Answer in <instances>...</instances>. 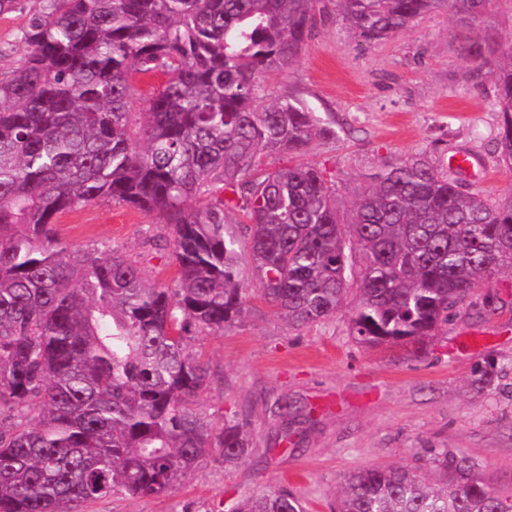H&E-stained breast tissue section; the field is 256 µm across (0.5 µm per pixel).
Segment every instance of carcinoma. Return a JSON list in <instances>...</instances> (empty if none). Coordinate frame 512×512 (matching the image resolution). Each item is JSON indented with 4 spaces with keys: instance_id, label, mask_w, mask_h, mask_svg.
<instances>
[{
    "instance_id": "cac0c4a2",
    "label": "carcinoma",
    "mask_w": 512,
    "mask_h": 512,
    "mask_svg": "<svg viewBox=\"0 0 512 512\" xmlns=\"http://www.w3.org/2000/svg\"><path fill=\"white\" fill-rule=\"evenodd\" d=\"M318 0H40L23 63L0 72V512H88L114 495L160 496L217 452L248 455L245 426L215 430L191 340L243 312L242 261L260 298L301 328L357 285L363 345L433 336L512 270V200L493 205L418 153L369 178L341 222L335 181L304 161L336 135L311 109L259 106L261 77L292 66ZM491 0H336L367 41L446 10L497 91L499 162L512 167V44L469 36ZM137 75L164 81L137 96ZM292 163L269 171L262 157ZM108 200L170 233L173 287L99 241L69 247L59 216ZM242 213L244 232L227 216ZM442 485L403 468L352 474L337 512H512L464 455ZM234 512H304L284 487Z\"/></svg>"
}]
</instances>
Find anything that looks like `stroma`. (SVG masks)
I'll use <instances>...</instances> for the list:
<instances>
[{"label": "stroma", "instance_id": "1", "mask_svg": "<svg viewBox=\"0 0 512 512\" xmlns=\"http://www.w3.org/2000/svg\"><path fill=\"white\" fill-rule=\"evenodd\" d=\"M317 28L295 65L262 83L263 102L301 103L335 138L314 141L308 161L336 177L344 220L367 174L383 162L427 153L440 169L459 152L473 157L465 189L490 200L512 196V168L494 154L499 114L494 84L461 55L462 32L447 11L361 42L318 0ZM26 9L0 15V71L21 65ZM63 244L107 241L137 260L147 283L172 285L167 229L153 215L100 201L63 215ZM351 306L334 317L289 327L251 297L238 321L192 343L212 372L197 408L215 426L246 421L250 456L225 469L220 455L160 497L115 496L92 512H232L262 490L284 486L308 512H334L346 477L376 466L432 470L435 452L470 457L492 487L512 490V273L460 307L447 329L412 343L365 347L349 333ZM291 403L285 420L269 410Z\"/></svg>", "mask_w": 512, "mask_h": 512}]
</instances>
